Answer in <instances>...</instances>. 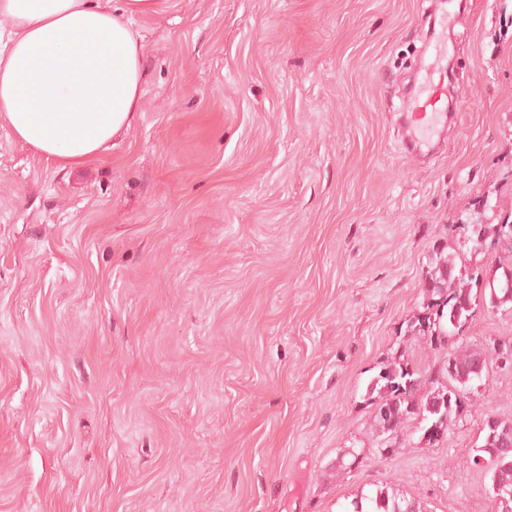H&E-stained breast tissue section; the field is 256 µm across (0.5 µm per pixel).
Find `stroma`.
<instances>
[{"mask_svg": "<svg viewBox=\"0 0 512 512\" xmlns=\"http://www.w3.org/2000/svg\"><path fill=\"white\" fill-rule=\"evenodd\" d=\"M466 2L452 116L417 154L402 96L445 0H168L98 158L58 170L0 121V512H343L377 484L494 512L469 460L512 369L389 457L367 394L394 356L443 363L405 332L433 246L512 266L460 228L487 197L512 214V0ZM510 338L505 302L455 344Z\"/></svg>", "mask_w": 512, "mask_h": 512, "instance_id": "stroma-1", "label": "stroma"}]
</instances>
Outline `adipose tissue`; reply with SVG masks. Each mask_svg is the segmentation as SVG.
<instances>
[{
    "instance_id": "ef3b65f1",
    "label": "adipose tissue",
    "mask_w": 512,
    "mask_h": 512,
    "mask_svg": "<svg viewBox=\"0 0 512 512\" xmlns=\"http://www.w3.org/2000/svg\"><path fill=\"white\" fill-rule=\"evenodd\" d=\"M166 0H0V120L62 170L78 169L131 127L146 68L134 18Z\"/></svg>"
}]
</instances>
